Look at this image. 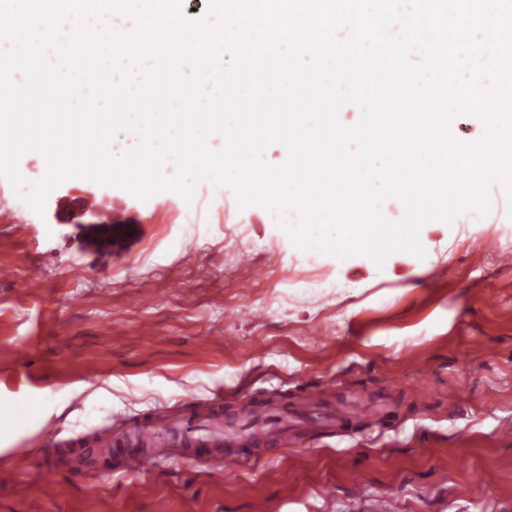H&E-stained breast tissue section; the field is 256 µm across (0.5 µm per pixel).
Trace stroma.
Segmentation results:
<instances>
[{"label": "stroma", "instance_id": "35a3bbf8", "mask_svg": "<svg viewBox=\"0 0 512 512\" xmlns=\"http://www.w3.org/2000/svg\"><path fill=\"white\" fill-rule=\"evenodd\" d=\"M73 177L33 211L0 177V512H512V198L489 189L490 212L433 221L424 258L384 267L297 248L298 215L239 206L202 180L192 199H149L100 185L97 208L137 215L118 254L82 249L67 224ZM275 251L280 266L249 280L243 255ZM40 279L38 293L27 283ZM152 281L144 297L141 284ZM150 323L152 335L140 332ZM299 384L325 386L323 405L364 400L403 416L302 447L253 446L241 468L196 461L97 476L105 428L224 392L225 414L253 392L291 414ZM85 435L57 450L54 472L15 448L39 447L46 421Z\"/></svg>", "mask_w": 512, "mask_h": 512}]
</instances>
